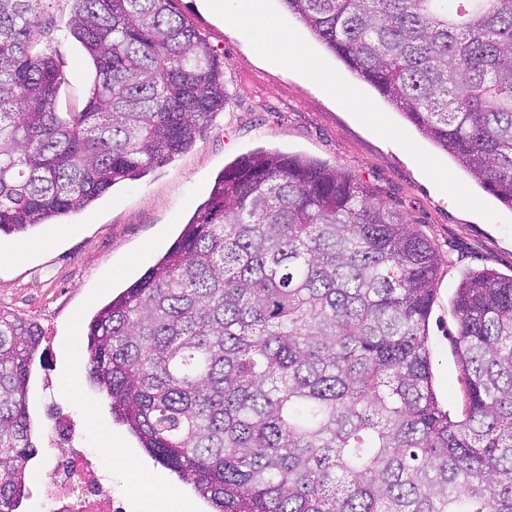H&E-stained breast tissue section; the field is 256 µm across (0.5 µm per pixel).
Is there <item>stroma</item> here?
<instances>
[{
    "instance_id": "obj_1",
    "label": "stroma",
    "mask_w": 512,
    "mask_h": 512,
    "mask_svg": "<svg viewBox=\"0 0 512 512\" xmlns=\"http://www.w3.org/2000/svg\"><path fill=\"white\" fill-rule=\"evenodd\" d=\"M265 19L288 32L314 64L334 76L327 88L291 62H272L254 30L178 0L224 65L226 102L201 140L169 164L114 186L84 211L42 224L28 236H0V309L37 323L41 346L30 367L29 414L39 449L31 472L55 455L51 413L79 424L80 444L108 453L105 472L136 512H209L175 473L154 462L112 417L106 394L88 379L87 325L95 312L166 252L207 198L216 177L239 157L264 150L299 154L361 177L380 201L436 244L441 255L429 321L437 394L460 416L465 390L453 338L452 305L463 275L489 268L512 275V210L348 71L281 0H262ZM70 4L50 0L39 48L57 53L68 81L57 108L80 110L92 73L80 45L61 39ZM450 186H443V179ZM171 486L157 501L151 484Z\"/></svg>"
}]
</instances>
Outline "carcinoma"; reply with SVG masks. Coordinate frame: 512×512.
<instances>
[{
    "mask_svg": "<svg viewBox=\"0 0 512 512\" xmlns=\"http://www.w3.org/2000/svg\"><path fill=\"white\" fill-rule=\"evenodd\" d=\"M48 0H0V234L88 208L189 149L224 70L174 0H69L95 72L39 52ZM512 209V0H281ZM441 256L369 183L258 151L224 168L177 241L88 324L87 376L214 512H512V276L453 297L466 407L432 379ZM37 324L0 310V512L37 452Z\"/></svg>",
    "mask_w": 512,
    "mask_h": 512,
    "instance_id": "1",
    "label": "carcinoma"
}]
</instances>
